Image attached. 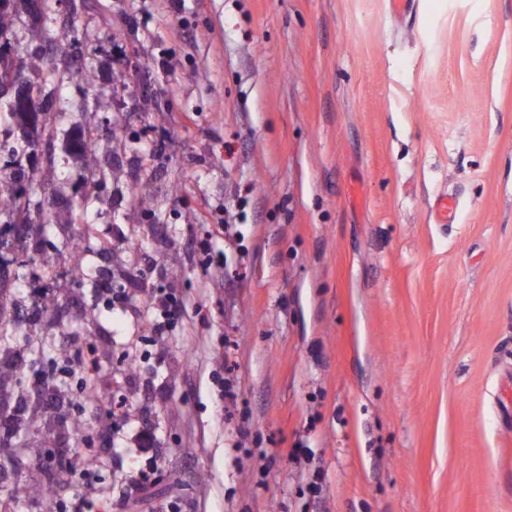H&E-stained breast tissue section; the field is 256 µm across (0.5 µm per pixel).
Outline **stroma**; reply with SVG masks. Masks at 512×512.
I'll return each instance as SVG.
<instances>
[{"label":"stroma","mask_w":512,"mask_h":512,"mask_svg":"<svg viewBox=\"0 0 512 512\" xmlns=\"http://www.w3.org/2000/svg\"><path fill=\"white\" fill-rule=\"evenodd\" d=\"M56 29L19 11L12 68L97 77L65 84L77 107L40 152L0 153L37 191L29 227L0 216V268L23 277L0 324L46 292L65 312L12 343L0 404L29 430L86 421L105 468L63 484L59 512H512V0L403 19L389 0H74ZM442 193L455 223L434 220ZM84 232L126 307L71 271ZM158 288L183 313L156 339ZM89 345L95 395L78 374L41 397L16 383L32 349ZM44 460L0 442V512H38Z\"/></svg>","instance_id":"obj_1"}]
</instances>
